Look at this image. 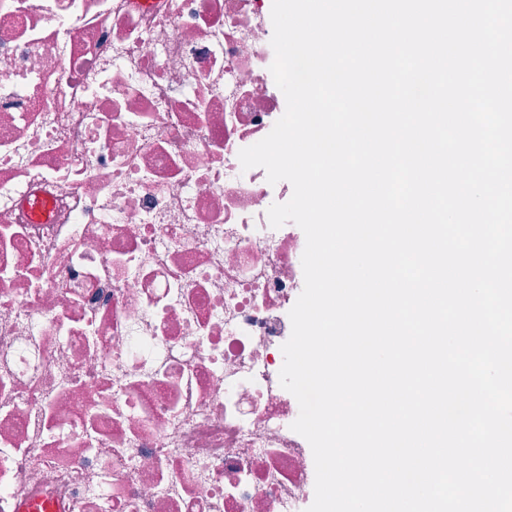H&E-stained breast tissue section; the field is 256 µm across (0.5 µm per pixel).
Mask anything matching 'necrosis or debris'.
Instances as JSON below:
<instances>
[{
  "mask_svg": "<svg viewBox=\"0 0 512 512\" xmlns=\"http://www.w3.org/2000/svg\"><path fill=\"white\" fill-rule=\"evenodd\" d=\"M271 8L0 0V512L311 505L305 235L238 159L286 109Z\"/></svg>",
  "mask_w": 512,
  "mask_h": 512,
  "instance_id": "1",
  "label": "necrosis or debris"
}]
</instances>
